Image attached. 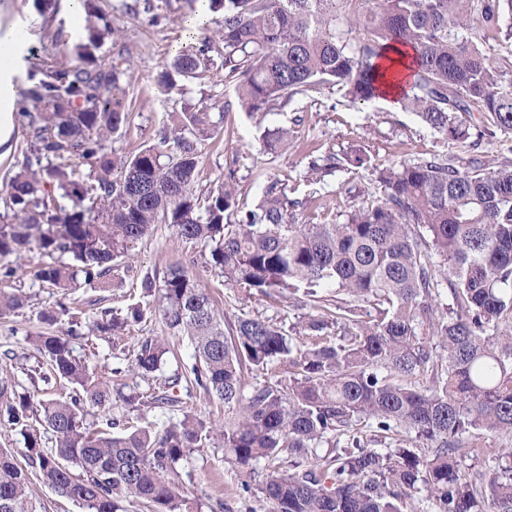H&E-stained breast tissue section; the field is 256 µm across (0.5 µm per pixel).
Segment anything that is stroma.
Wrapping results in <instances>:
<instances>
[{"label": "stroma", "instance_id": "1", "mask_svg": "<svg viewBox=\"0 0 512 512\" xmlns=\"http://www.w3.org/2000/svg\"><path fill=\"white\" fill-rule=\"evenodd\" d=\"M117 31L116 42H105L99 51L103 62L116 56L119 44H127L131 52V68L135 78L129 88L132 112L121 135L112 139L115 154L124 156L138 151L145 144L158 141L162 131L172 123V115L184 104L226 106L223 131L220 136L203 142L201 188L216 186L235 176L242 209L254 208L262 187L278 180L289 198L299 200L293 209V223H318L351 210L360 200L364 188L374 183L376 170L392 164H412L436 154H445L456 164L468 163L478 155H505L512 151V134L489 136L474 130L476 147L464 148L444 138L412 112L389 106L382 100L363 105L349 104L340 92L324 89L312 97L300 96L288 107L274 111L265 118L249 116L237 102L231 84L225 83L219 71L204 73L199 79L185 83L182 91L160 93L155 86L159 71L186 42L187 33L180 25L182 17L197 8L195 0H155L158 13L168 20L156 25L148 15L131 17L125 14L122 0H100ZM86 23L85 16L73 15L69 0H53L46 13H39L34 0H0V43L22 35V62L13 75L15 90H23L28 73L38 64L69 63L75 60L74 48ZM288 128L290 137L285 149L265 150L262 133L268 126ZM355 150L370 157L368 166H348L318 179L307 176L311 158L328 153L344 155ZM44 260L39 250L26 255L24 266L12 281L13 288L26 295L23 308L0 316V368L13 377L18 392H30L41 398L55 396L54 388L33 385L28 373L39 365L41 357L33 342L38 333L46 331L39 319L40 312L56 309L66 303L77 313L85 333L74 339L72 347L77 357L85 360L101 376H113L123 384L125 393H145L156 387V380L120 376L130 354L141 338L162 336L175 345L179 364H167L164 375L175 368L191 367L193 348L186 337L170 335L158 312L156 297H145L142 304L145 317L128 325L123 332L121 348L92 331L91 325L104 309L124 314L130 293L139 291L145 272L164 274L170 267L191 268L201 283L217 299L227 300L229 314L269 319L284 325L296 323L305 314L303 308L290 300L251 297L228 292L223 277L203 264L201 245L181 241L174 227L159 224L151 234L138 241L131 256L122 260L106 279L104 287L82 288L61 294L42 287L33 271ZM173 393L180 400L178 407L167 411L147 409L133 404H119L113 414L134 424L163 430L165 424L191 414L206 422H221L223 405L213 402L206 393L189 381L175 386ZM173 479L184 498L189 512H211L216 501H223V512H268L269 506L258 487L262 472L245 478L224 460L221 447L208 446L195 450L181 460ZM249 482L250 492H243L242 482Z\"/></svg>", "mask_w": 512, "mask_h": 512}]
</instances>
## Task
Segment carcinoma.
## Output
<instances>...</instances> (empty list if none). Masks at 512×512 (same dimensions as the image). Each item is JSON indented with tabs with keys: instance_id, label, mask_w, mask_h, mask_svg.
I'll use <instances>...</instances> for the list:
<instances>
[{
	"instance_id": "carcinoma-1",
	"label": "carcinoma",
	"mask_w": 512,
	"mask_h": 512,
	"mask_svg": "<svg viewBox=\"0 0 512 512\" xmlns=\"http://www.w3.org/2000/svg\"><path fill=\"white\" fill-rule=\"evenodd\" d=\"M199 2L221 15L219 28L190 36L160 75L163 92L216 64L251 115L326 87L365 104L380 98L379 62L397 47L415 58L404 108L431 129L460 143L477 120L512 133V53H488L473 32L477 18L512 40V0ZM82 5L80 62L39 65L22 93L32 135L0 199V276L14 277L13 261L34 245L49 258L34 271L41 284L100 288L153 225L169 224L183 242L208 249L205 266L225 287L295 300L309 313L289 330L231 318L189 271L145 273L142 294L158 295L167 329L193 346V381L224 404L218 425L185 414L161 432L125 426L115 434L112 417L84 425L86 403L163 409L177 400L155 390L111 392L73 354L75 320L63 335L38 336L47 365L38 378L63 380L73 392L38 399L0 378V417L25 440L21 461L0 449V512H40L29 493L33 475L89 512H126L133 500L149 512H187L169 475L214 441L243 473L264 464L260 492L270 512H409L410 493L421 488L435 512H512V448L464 441L512 438V157L460 167L434 156L383 168L382 195H367L341 221L290 223L298 202L277 180L242 211L232 176L197 189L199 144L218 132L222 111L186 107L159 143L112 152V136L129 119L128 49H119L118 63L100 61L95 51L116 31L96 0ZM123 7L169 19L154 12V0ZM288 137L284 127L268 128L265 145L283 148ZM73 159L89 173L78 175ZM344 162L359 168L368 158L330 155L308 174ZM25 301L0 290V314ZM142 318L135 304L121 320L104 311L93 327L118 338ZM169 353L165 339L146 337L128 371L149 377ZM284 362L287 378L249 380ZM41 427L54 447H43ZM468 453L492 464L466 472L458 457Z\"/></svg>"
}]
</instances>
